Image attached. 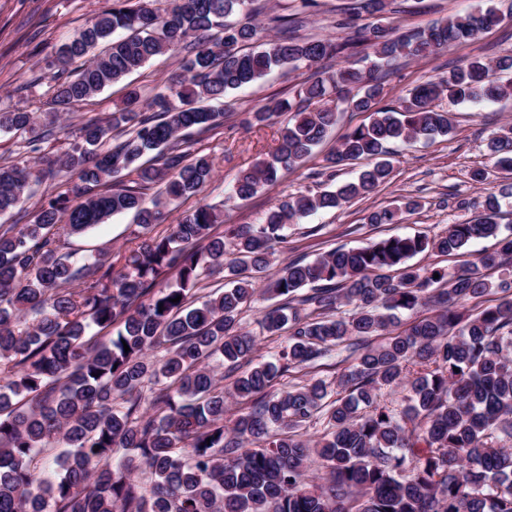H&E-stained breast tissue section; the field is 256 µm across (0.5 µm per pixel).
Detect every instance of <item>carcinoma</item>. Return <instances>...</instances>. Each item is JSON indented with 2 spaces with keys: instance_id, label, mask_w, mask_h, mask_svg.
<instances>
[{
  "instance_id": "carcinoma-1",
  "label": "carcinoma",
  "mask_w": 512,
  "mask_h": 512,
  "mask_svg": "<svg viewBox=\"0 0 512 512\" xmlns=\"http://www.w3.org/2000/svg\"><path fill=\"white\" fill-rule=\"evenodd\" d=\"M249 2L112 0L55 52L48 92L62 109L156 56L183 57L147 106L139 88H128L106 121L78 128L64 156L41 168L0 165V215L29 200L45 174L65 178L33 223L0 225V512H512V448L500 445L512 438V234L499 224L512 183L488 193L477 218L434 238L391 236L280 266L266 293L281 304L265 310L261 325L270 336L288 331L285 344L276 361L234 375L257 347L238 316L257 295L258 275L274 265L287 226L388 183L389 144L452 134L439 98L481 104L512 95V79H502L512 55L472 57L410 89L396 108L380 106L376 68L473 40L499 24L498 14L458 13L406 33L368 23L335 40L299 35L304 20L295 14L261 26L252 20L258 9L244 12ZM363 46L374 57L368 70L351 63ZM302 65L318 70L290 97L245 118L265 125L289 115L276 151L241 171L228 199L278 182L348 111L368 121L339 138L325 168L364 161L358 178L282 200L259 224H227L216 234L221 211L203 204L151 233L171 205L212 179L213 162L193 148L192 135L231 116L229 92ZM58 120L56 112L0 108V132L22 148L50 139ZM487 150L495 168L512 170V122ZM417 206L375 211L368 223L394 224ZM127 212L146 233L119 255L120 269L101 252H61V237ZM490 238L492 250L453 272L410 264L420 253L449 256ZM215 273L230 287L200 299L201 276ZM490 294L497 304L462 307ZM399 310L429 315L396 332ZM376 336L384 340L371 343ZM343 344L354 356L336 377L345 395L331 398L330 384L315 377L272 392L284 373ZM216 363L232 379L227 389ZM384 387L407 392L404 416L378 401ZM230 398L251 406L233 416ZM318 416L328 432L312 446L297 430ZM54 441L65 451L44 477L38 456ZM315 462L321 485L309 483Z\"/></svg>"
}]
</instances>
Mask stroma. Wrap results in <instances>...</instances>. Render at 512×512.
Here are the masks:
<instances>
[{
  "label": "stroma",
  "instance_id": "stroma-1",
  "mask_svg": "<svg viewBox=\"0 0 512 512\" xmlns=\"http://www.w3.org/2000/svg\"><path fill=\"white\" fill-rule=\"evenodd\" d=\"M348 0H315L303 7L294 0L292 10L305 21L304 35L336 38L343 29L336 22ZM105 0H0V107L27 112L51 111L47 94L46 61L59 45L103 7ZM495 6L502 17L499 25L484 31L477 39L454 45L428 57L400 62L383 79L386 104L398 105L400 98L414 86L437 79L462 61L482 56L495 58L512 54V0H392L384 20L406 31L425 27L455 13ZM311 68L275 71L254 87L235 95L236 116L225 119L223 127L203 135L201 145L214 163V177L195 196L176 202L165 224L176 223L185 211L209 203L224 202V221L228 224H255L280 200L308 192L334 188L352 180L357 166L336 167L334 176L323 172V158L335 146L347 128L365 122V115L347 112L341 115L330 139L315 149L303 165L284 171L278 183L265 187L244 201H226L225 191L240 171L272 153L278 145L281 123L249 126L243 114L254 111L269 100L288 97L292 87L310 77ZM125 95L123 84H116L86 104L74 108L57 124L49 140L38 143L37 156L66 153L80 125L88 119H106L120 107ZM439 105L453 117L451 137L392 147L394 171L389 183L372 194L358 198L338 210H322L289 225L286 242L276 253L277 262L317 255L344 246L355 248L394 235L435 237L449 225L471 219L487 189L512 181V174L490 169L486 143L505 122L512 120V99L482 105L456 104L440 100ZM489 168L486 183L471 179L474 170ZM415 200L417 208L404 214L398 224H368L371 212L394 208L406 200ZM165 224L155 225L163 232ZM144 231L131 216L115 215L81 236L64 238L65 251L81 255L118 253L134 247ZM269 301L258 296L244 308L240 319L243 331L260 339L256 360L266 361L278 353L280 337L265 336L261 327L263 311Z\"/></svg>",
  "mask_w": 512,
  "mask_h": 512
}]
</instances>
